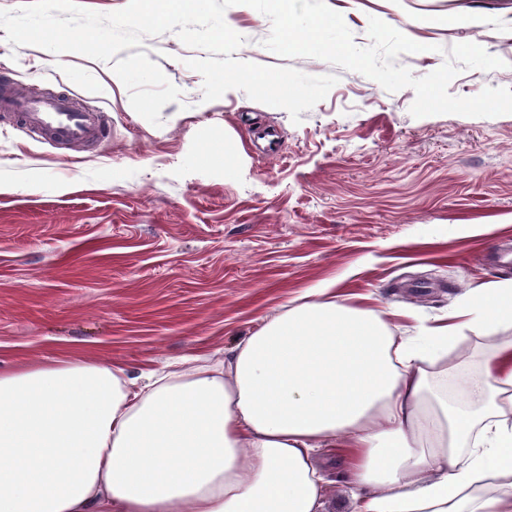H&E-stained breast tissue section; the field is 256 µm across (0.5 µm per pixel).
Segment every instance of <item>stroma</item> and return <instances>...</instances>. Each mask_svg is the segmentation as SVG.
<instances>
[{
	"label": "stroma",
	"instance_id": "obj_1",
	"mask_svg": "<svg viewBox=\"0 0 512 512\" xmlns=\"http://www.w3.org/2000/svg\"><path fill=\"white\" fill-rule=\"evenodd\" d=\"M357 46L385 0H326ZM424 51L419 78L471 42L503 68L448 91L512 88V0H402ZM235 59L337 76L293 122L232 89L203 99L167 32L110 61L17 46L0 28V74L32 96L63 91L108 113L109 137L63 153L0 112V369L75 354L141 373L229 353L308 289L371 296L395 334L447 318L470 288L512 280V114L413 117V89L265 47L268 17L225 12Z\"/></svg>",
	"mask_w": 512,
	"mask_h": 512
}]
</instances>
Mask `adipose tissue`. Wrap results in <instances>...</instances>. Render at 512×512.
<instances>
[{
	"label": "adipose tissue",
	"mask_w": 512,
	"mask_h": 512,
	"mask_svg": "<svg viewBox=\"0 0 512 512\" xmlns=\"http://www.w3.org/2000/svg\"><path fill=\"white\" fill-rule=\"evenodd\" d=\"M504 326L512 281L398 337L326 285L213 364L0 370V512H320L326 448L351 512H512ZM466 330L493 347L452 403L434 369Z\"/></svg>",
	"instance_id": "ef3b65f1"
}]
</instances>
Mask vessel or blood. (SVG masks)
<instances>
[{
    "label": "vessel or blood",
    "instance_id": "1",
    "mask_svg": "<svg viewBox=\"0 0 512 512\" xmlns=\"http://www.w3.org/2000/svg\"><path fill=\"white\" fill-rule=\"evenodd\" d=\"M0 109L37 137L63 147L95 144L109 132L102 113L78 107L67 94L34 99L7 93L0 97Z\"/></svg>",
    "mask_w": 512,
    "mask_h": 512
}]
</instances>
